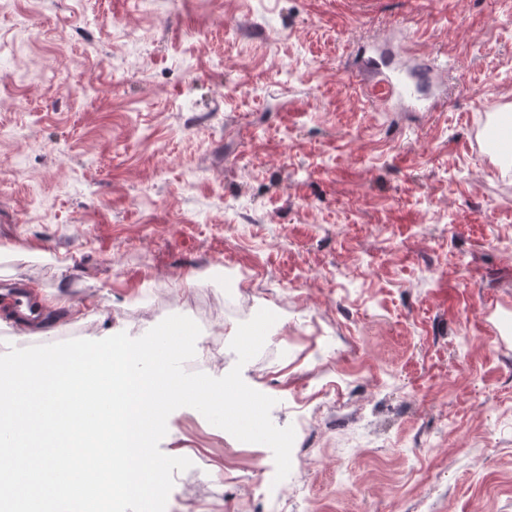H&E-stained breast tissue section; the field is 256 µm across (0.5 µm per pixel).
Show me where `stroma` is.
I'll return each instance as SVG.
<instances>
[{
	"mask_svg": "<svg viewBox=\"0 0 512 512\" xmlns=\"http://www.w3.org/2000/svg\"><path fill=\"white\" fill-rule=\"evenodd\" d=\"M386 45L445 109L368 96ZM508 105L512 0H0V279L61 300L54 343L188 316L213 377L243 279L278 316L242 377L297 429L283 512H512V166L479 124ZM160 449L199 461L166 512H258L275 470L188 407Z\"/></svg>",
	"mask_w": 512,
	"mask_h": 512,
	"instance_id": "stroma-1",
	"label": "stroma"
}]
</instances>
